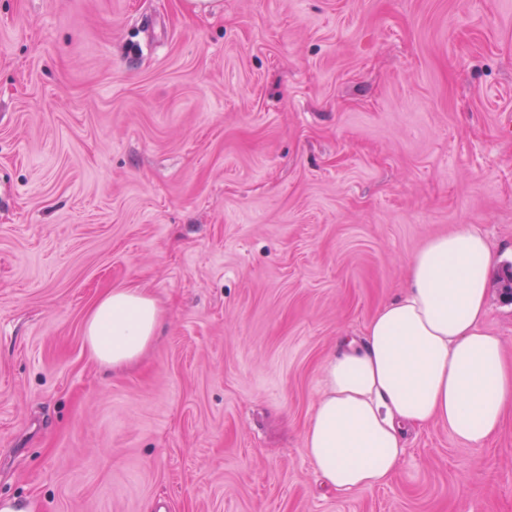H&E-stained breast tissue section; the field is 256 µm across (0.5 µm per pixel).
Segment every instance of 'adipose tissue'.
<instances>
[{
	"label": "adipose tissue",
	"instance_id": "ef3b65f1",
	"mask_svg": "<svg viewBox=\"0 0 512 512\" xmlns=\"http://www.w3.org/2000/svg\"><path fill=\"white\" fill-rule=\"evenodd\" d=\"M496 254L473 225L427 240L409 263L407 285L367 323L342 338L322 370L321 396L303 444L326 484L341 494L385 484L400 469L406 430L432 422L480 447L512 404L503 343L483 326ZM163 311L141 288H115L88 313L91 359L118 370L153 342Z\"/></svg>",
	"mask_w": 512,
	"mask_h": 512
}]
</instances>
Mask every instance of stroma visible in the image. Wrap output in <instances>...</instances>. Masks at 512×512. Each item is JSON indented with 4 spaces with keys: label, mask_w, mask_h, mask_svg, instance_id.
<instances>
[{
    "label": "stroma",
    "mask_w": 512,
    "mask_h": 512,
    "mask_svg": "<svg viewBox=\"0 0 512 512\" xmlns=\"http://www.w3.org/2000/svg\"><path fill=\"white\" fill-rule=\"evenodd\" d=\"M510 246L512 0H0V512H512V414L384 486L303 447L322 368L457 225ZM147 289L123 371L83 323ZM163 311L141 288H115L88 313L83 333L91 359L122 369L136 362L157 336Z\"/></svg>",
    "instance_id": "stroma-1"
}]
</instances>
